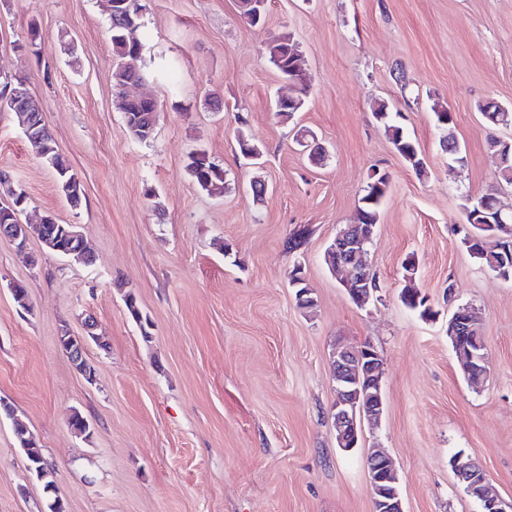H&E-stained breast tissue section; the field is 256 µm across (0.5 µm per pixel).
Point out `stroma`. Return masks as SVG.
Instances as JSON below:
<instances>
[{
    "instance_id": "1",
    "label": "stroma",
    "mask_w": 512,
    "mask_h": 512,
    "mask_svg": "<svg viewBox=\"0 0 512 512\" xmlns=\"http://www.w3.org/2000/svg\"><path fill=\"white\" fill-rule=\"evenodd\" d=\"M142 5L144 79L122 90L105 0H0V71L26 79L84 186L71 205L15 113L2 111L0 202L24 189V223L51 214L78 225L94 256L64 258L33 236L23 257L0 238V400L13 409L0 414V512H49L25 470L20 423L67 512H373L365 459L375 448L395 464L405 512H481L449 465L459 453L511 503L512 280L468 252L462 206L496 183L490 139L512 141V126H491L479 110L489 98L512 108V0H270L257 26L236 0ZM33 30L36 56L19 48ZM282 33L309 79L289 123L272 110L287 84L266 50ZM123 91L158 102L151 139L129 134ZM380 100L402 111L424 175L374 118ZM435 102L454 114L463 163L440 146ZM300 131L325 159L299 150ZM241 135L262 148L258 163L240 156ZM196 149L223 167L221 193L189 176ZM376 171L390 179L367 255L379 288L360 307L324 252ZM300 225L309 238L289 252ZM297 262L310 309L289 281ZM408 283L433 318L403 305ZM130 297L148 329L129 315ZM458 305L482 320L489 373L476 383L448 338ZM88 318L99 337L87 350L91 383L57 344ZM339 343L371 344L384 362V414L348 452L330 416ZM75 410L90 436L70 429Z\"/></svg>"
}]
</instances>
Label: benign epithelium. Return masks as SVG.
Segmentation results:
<instances>
[{"instance_id": "7a95c632", "label": "benign epithelium", "mask_w": 512, "mask_h": 512, "mask_svg": "<svg viewBox=\"0 0 512 512\" xmlns=\"http://www.w3.org/2000/svg\"><path fill=\"white\" fill-rule=\"evenodd\" d=\"M245 9L242 17L247 21L259 19L261 8L267 0H239ZM0 96L9 101L11 106L22 116V128L27 139L41 142L45 148L51 145L42 141L38 135L40 122L32 118L26 108L33 101L30 91L24 86H15L10 77L0 84ZM475 202L473 217L492 215L499 222L512 218L498 206L497 199L485 194L473 199ZM49 217H44L39 226V239L50 252L63 256H80L86 249L83 234L75 224L63 229L57 237L46 233L44 224ZM30 225L16 223L0 224V238L11 242L19 251L27 250ZM374 226L371 224L350 225L339 231L328 249V261L334 275L339 278L351 299L363 307L376 292L374 277L365 255L367 246L372 242ZM480 324L470 307H461L455 311L453 332L464 341L478 335ZM96 340L94 335H80L73 332L58 336V346L69 359L77 372L89 381L92 363L87 359L90 342ZM457 357L462 363L465 377L477 382L487 375V370L480 367L482 357L467 346L457 348ZM331 365L335 381V399L330 408L336 432V443L344 451L358 447L363 438L364 423H376L383 414L382 377L383 362L374 346L365 344L360 348L337 345L331 354ZM452 468L465 491L482 503L483 512H506L503 502L490 495L488 477L481 466L462 454L452 459ZM369 474L374 512H404L402 501L396 485L399 483L392 460L382 452H374L366 458Z\"/></svg>"}]
</instances>
